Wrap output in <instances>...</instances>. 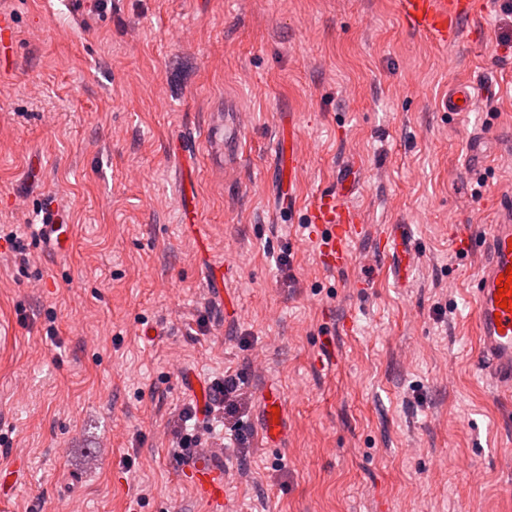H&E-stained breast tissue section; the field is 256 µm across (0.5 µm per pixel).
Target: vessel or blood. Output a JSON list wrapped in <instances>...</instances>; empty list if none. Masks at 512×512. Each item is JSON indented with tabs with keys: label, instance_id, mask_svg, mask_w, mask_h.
<instances>
[{
	"label": "vessel or blood",
	"instance_id": "vessel-or-blood-1",
	"mask_svg": "<svg viewBox=\"0 0 512 512\" xmlns=\"http://www.w3.org/2000/svg\"><path fill=\"white\" fill-rule=\"evenodd\" d=\"M400 11L411 29L442 46L460 36V22L473 13L472 0H398ZM488 92L478 84L452 86L448 109L455 113L469 111L474 100ZM504 217L494 224L479 243L483 261L475 278L473 304L479 334L478 368L498 390L512 392V295L499 302L498 290L507 268L512 267V199L503 206ZM44 226L49 246L61 253L66 246L54 209L45 212ZM303 222L316 240L321 264L340 270L351 259V244L363 230L359 213L346 204L336 191L318 192L303 211ZM199 494L209 501L224 500V476L213 465L197 463L191 470Z\"/></svg>",
	"mask_w": 512,
	"mask_h": 512
}]
</instances>
